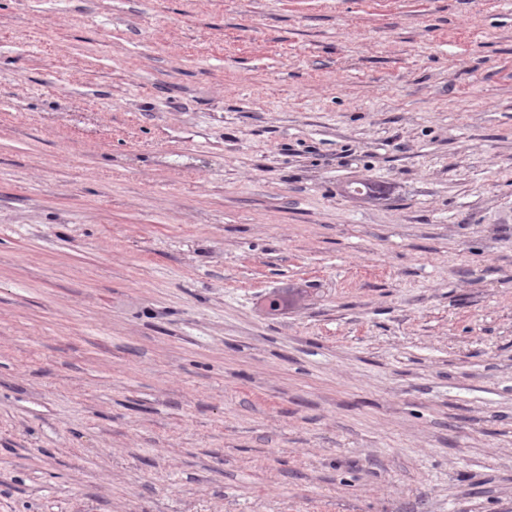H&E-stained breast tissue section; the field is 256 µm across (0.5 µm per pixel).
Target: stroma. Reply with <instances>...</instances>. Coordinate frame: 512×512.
<instances>
[{"label":"stroma","instance_id":"1","mask_svg":"<svg viewBox=\"0 0 512 512\" xmlns=\"http://www.w3.org/2000/svg\"><path fill=\"white\" fill-rule=\"evenodd\" d=\"M0 512H512V0H0Z\"/></svg>","mask_w":512,"mask_h":512}]
</instances>
